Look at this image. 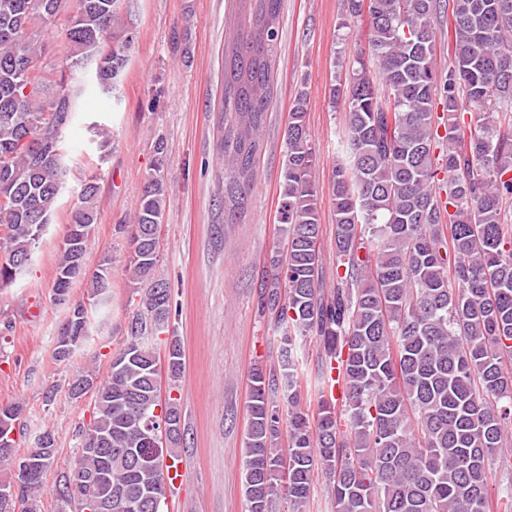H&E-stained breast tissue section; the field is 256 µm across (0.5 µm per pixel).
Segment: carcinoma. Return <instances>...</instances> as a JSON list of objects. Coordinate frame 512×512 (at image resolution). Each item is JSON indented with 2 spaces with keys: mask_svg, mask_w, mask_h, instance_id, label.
Instances as JSON below:
<instances>
[{
  "mask_svg": "<svg viewBox=\"0 0 512 512\" xmlns=\"http://www.w3.org/2000/svg\"><path fill=\"white\" fill-rule=\"evenodd\" d=\"M224 22V92L219 156L224 158V223L241 224L263 149V129L278 87L274 57L281 0H232ZM118 0H0V288L32 263L68 177L64 131L75 114L66 71L95 65L108 85L125 68L128 40ZM365 0H343L344 23L363 19ZM367 48L339 60L332 106L346 112L347 159L331 181L336 287L323 289L317 248L321 224L317 156L306 123L307 93L297 91L284 133L279 223L286 249L272 255L261 314L281 329L289 358L312 336L320 348L317 412L301 406L295 369L255 368L250 376L244 494L247 512H306L313 477L329 478L335 512H512V490L492 497L491 461L512 424V0H370ZM68 12L65 69L55 95L42 98L48 71L41 27ZM448 17L453 62L437 73L436 24ZM471 107L477 116L465 121ZM444 130L439 135L438 130ZM448 144L434 157L436 137ZM448 179L446 198L436 184ZM168 174L157 164L132 216L126 271L146 285L129 317L125 346L99 380L85 371L68 394L93 399V420L78 430L74 469L62 476L60 512H83L89 488L78 474H104L112 512H161L167 499L163 453L151 447V417L166 419L171 466L183 439L179 398L161 400L149 340L167 331L171 288L154 279ZM97 175L80 180L59 245L53 300L78 279L88 302L69 307L54 357L70 360L90 317L112 294V256L87 274L85 254L97 224ZM168 376L182 373L180 340L168 348ZM341 386L340 406L326 393ZM164 405L165 416L155 415ZM20 403L0 405V436L23 426ZM287 453L278 449L281 426ZM24 455L0 447V466L20 481V507L38 512L37 492L55 454L54 433ZM37 459L21 476L20 463Z\"/></svg>",
  "mask_w": 512,
  "mask_h": 512,
  "instance_id": "obj_1",
  "label": "carcinoma"
}]
</instances>
